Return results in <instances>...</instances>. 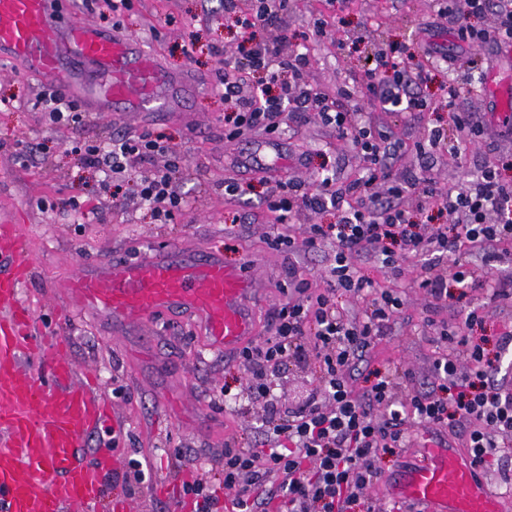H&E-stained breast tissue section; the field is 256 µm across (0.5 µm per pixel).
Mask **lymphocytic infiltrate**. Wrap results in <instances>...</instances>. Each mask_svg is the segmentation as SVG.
<instances>
[{"instance_id": "lymphocytic-infiltrate-1", "label": "lymphocytic infiltrate", "mask_w": 512, "mask_h": 512, "mask_svg": "<svg viewBox=\"0 0 512 512\" xmlns=\"http://www.w3.org/2000/svg\"><path fill=\"white\" fill-rule=\"evenodd\" d=\"M291 8V0H255L244 15L239 0H224L226 17L238 18L243 29L241 57L225 60L220 80L229 106L224 137L232 141L255 129L278 135L286 122L314 115L351 141L363 174L342 185L320 176L306 190L281 179L271 188L265 199L275 216L270 243L292 254L330 244L334 261L320 275V291H309L307 279L295 282L304 301L282 303L273 312V334L247 343L230 359L263 410L260 433L225 441L222 482L195 477L183 482V495L193 512H267L274 499L279 512H403L395 503L377 506L368 491L382 473V456L404 448L413 431L428 427L461 428L476 468L499 462L504 483H511L512 469L501 459L512 447V389L502 388L495 377L501 370L497 352L512 347V329L502 328L494 349H487V337L474 334L485 318L480 307L468 304L449 324L426 322L434 342L448 346L434 361L431 381L419 380L408 368H377L358 388L353 372L368 361L402 306L396 292H376L355 258L377 257L400 275L419 265L413 282L436 303L446 301L452 289L463 297L486 290L497 299L512 298V271L499 266L512 256V182L502 175L512 168V156L478 168L468 186L445 192L430 179L393 177L394 161L407 151L420 162L435 148L458 157L461 147L480 136L481 119L456 110L459 89L449 87L444 105L453 111V134L435 129L428 140L406 145L366 121L352 103L353 90L331 97L314 87L306 53L282 55ZM443 13L461 44L512 43V0H466L465 10L447 6ZM272 27L278 40L256 39V30ZM381 68L386 78H378ZM429 76L414 54L396 61L383 54L368 71L365 90L385 111L426 112L432 103L416 88ZM37 105L56 126H81L89 117L76 100L51 86L40 91ZM72 150L86 167L102 172L103 192L132 184L155 223H172L185 208V199L172 189L180 165L169 158L161 136L126 132L104 145L77 142ZM160 155L168 161L154 167ZM409 200L418 211L447 213V223H413L405 207ZM325 212L333 213L335 223L308 225L300 240L292 235L290 226L302 215ZM340 293L366 299L363 317L337 306ZM309 356L318 366L316 384L302 406L288 407L273 393L274 378Z\"/></svg>"}]
</instances>
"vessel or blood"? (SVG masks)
I'll return each instance as SVG.
<instances>
[{
  "mask_svg": "<svg viewBox=\"0 0 512 512\" xmlns=\"http://www.w3.org/2000/svg\"><path fill=\"white\" fill-rule=\"evenodd\" d=\"M54 0H0V57L52 81L64 95L94 90L116 112H166L189 91L168 75L138 40L100 35L86 22H61ZM492 114L512 113V86L492 85ZM0 512H131L109 486L118 460L102 448L93 461L80 450L101 431L123 427L90 381L79 378L62 337L39 336L20 302L34 263L19 225L0 213ZM74 313H99L126 326L179 309L196 317L216 348L232 350L255 334L252 303L263 291L250 263L225 264L222 254L187 257L178 246L148 250L135 260L81 264L55 282ZM398 497L421 512H512L471 462L433 450L430 464L401 478Z\"/></svg>",
  "mask_w": 512,
  "mask_h": 512,
  "instance_id": "1",
  "label": "vessel or blood"
}]
</instances>
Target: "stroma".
Instances as JSON below:
<instances>
[{"instance_id":"35a3bbf8","label":"stroma","mask_w":512,"mask_h":512,"mask_svg":"<svg viewBox=\"0 0 512 512\" xmlns=\"http://www.w3.org/2000/svg\"><path fill=\"white\" fill-rule=\"evenodd\" d=\"M438 7V0H297L288 15L291 40L283 49L288 52L305 43L314 19L331 16L327 39L308 45L311 79L331 91L363 77L365 70L375 67L379 52L391 57L431 54L439 66L419 91L437 103V110L414 119L376 105L370 108L377 125L412 142L428 129L453 128L451 112L439 105L448 83L442 59L459 57L460 72L467 75L493 71L498 53L492 43L475 51L459 45ZM59 9L65 19L88 21L102 33L117 31L137 38L168 70L188 74L196 82L184 111L110 112L97 101L85 107L90 114L87 124L56 129L32 107L44 79L0 62V211L14 212L36 264L35 278L23 289L21 302L33 314L37 333L56 331L65 336L79 375L92 377L124 418L127 435L116 449L121 474L115 484L134 512H182L183 467L213 478L224 459L225 440L255 436L259 413L251 410L246 393L225 395L224 386L234 376L225 372L223 351L209 347L195 318L159 311L117 334L110 318L70 313L53 293L52 283L86 261L135 257L149 243L177 245L196 255L216 250L228 264L253 262L255 275L266 286L258 301L262 333L267 336L272 332V310L299 298L290 287L294 274L320 287L317 275L333 253L326 246L291 257L266 243L273 222L263 204L269 186L244 163L266 135L256 130L231 142L224 137L219 74L225 58L236 56L239 42L238 27L224 21V0H133L132 9L117 19L100 14L93 0H60ZM127 131L163 135L180 156L183 174L174 188L186 196L188 205L174 223H154L131 186L100 194V173L83 166L70 151L75 141H103ZM30 141L41 143L43 149L32 160H21L19 154ZM279 147L274 156L277 168L300 182L333 172L351 177L358 170L350 145L314 117L291 125ZM505 155H512V126L489 122L477 145L463 148L455 160L434 159L425 173L441 185L458 184L468 172ZM229 175L247 183L242 198L219 190ZM72 197L79 199L80 208L67 207ZM399 283L405 290L404 312L376 342L369 365H402L424 380L431 373L435 349L423 319L448 320L460 303L453 298L433 307L408 279ZM315 383L314 362L292 363L281 373L276 392L294 408ZM133 459L148 464L143 482L123 479Z\"/></svg>"}]
</instances>
